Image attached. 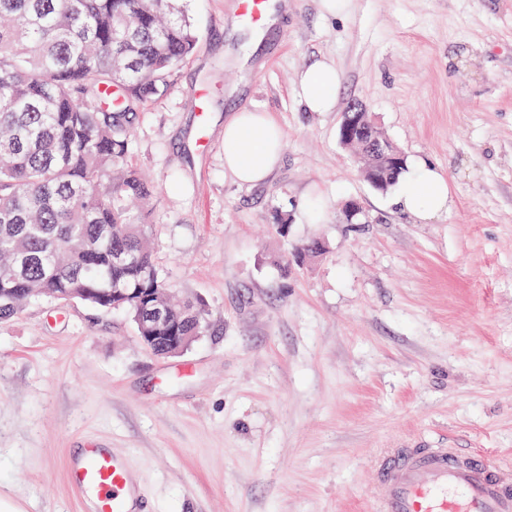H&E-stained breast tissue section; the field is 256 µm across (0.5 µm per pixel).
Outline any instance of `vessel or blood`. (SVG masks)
<instances>
[{"label": "vessel or blood", "instance_id": "obj_1", "mask_svg": "<svg viewBox=\"0 0 512 512\" xmlns=\"http://www.w3.org/2000/svg\"><path fill=\"white\" fill-rule=\"evenodd\" d=\"M371 466L381 489L374 512H512V473L476 451L383 448ZM68 471L94 512H130V471L112 450L84 448Z\"/></svg>", "mask_w": 512, "mask_h": 512}]
</instances>
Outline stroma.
<instances>
[{
    "label": "stroma",
    "instance_id": "35a3bbf8",
    "mask_svg": "<svg viewBox=\"0 0 512 512\" xmlns=\"http://www.w3.org/2000/svg\"><path fill=\"white\" fill-rule=\"evenodd\" d=\"M189 9L196 50L141 106L128 164L155 185L161 275L209 330L161 357L78 300L0 322V500L88 512L67 469L90 443L126 458L139 512H372L371 459L403 444L512 468V0H354L345 21L288 0L257 42L238 0ZM321 56L344 82L335 111L307 112L294 79ZM354 102L440 169L447 214L423 222L368 183L339 137ZM242 107L285 136L252 189L224 174ZM316 239L324 254L279 267Z\"/></svg>",
    "mask_w": 512,
    "mask_h": 512
}]
</instances>
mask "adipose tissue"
Segmentation results:
<instances>
[{
  "label": "adipose tissue",
  "instance_id": "obj_1",
  "mask_svg": "<svg viewBox=\"0 0 512 512\" xmlns=\"http://www.w3.org/2000/svg\"><path fill=\"white\" fill-rule=\"evenodd\" d=\"M342 81V73L332 59H314L296 79L304 109L335 111ZM283 149V131L267 113L243 108L224 121V173L239 186L266 183L280 166ZM397 186L392 203L402 212L428 221L451 208L448 181L430 162L405 165Z\"/></svg>",
  "mask_w": 512,
  "mask_h": 512
}]
</instances>
